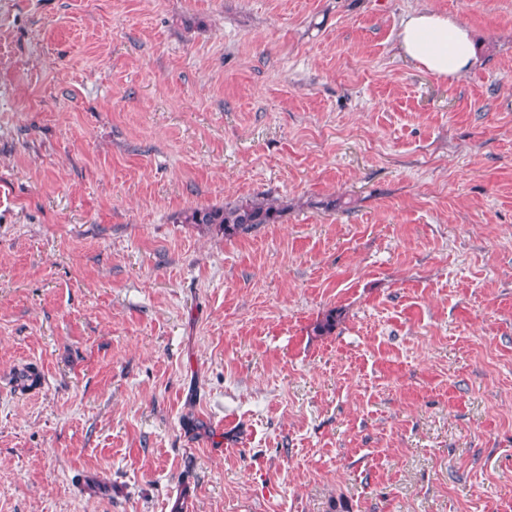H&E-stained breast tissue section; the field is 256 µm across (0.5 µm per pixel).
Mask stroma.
<instances>
[{
	"instance_id": "1",
	"label": "stroma",
	"mask_w": 512,
	"mask_h": 512,
	"mask_svg": "<svg viewBox=\"0 0 512 512\" xmlns=\"http://www.w3.org/2000/svg\"><path fill=\"white\" fill-rule=\"evenodd\" d=\"M338 502L512 512V0H0V512ZM399 42L404 53L435 76L457 78L475 61L467 26L448 16L416 12L401 23ZM280 213L273 202L263 198L241 205L193 208L186 214L185 222L218 226L224 237L231 238L248 233L261 224L276 223Z\"/></svg>"
}]
</instances>
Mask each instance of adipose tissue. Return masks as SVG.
I'll list each match as a JSON object with an SVG mask.
<instances>
[{
	"label": "adipose tissue",
	"mask_w": 512,
	"mask_h": 512,
	"mask_svg": "<svg viewBox=\"0 0 512 512\" xmlns=\"http://www.w3.org/2000/svg\"><path fill=\"white\" fill-rule=\"evenodd\" d=\"M399 42L404 53L435 76L456 78L467 72L475 52L463 21L417 12L401 23Z\"/></svg>",
	"instance_id": "obj_1"
}]
</instances>
